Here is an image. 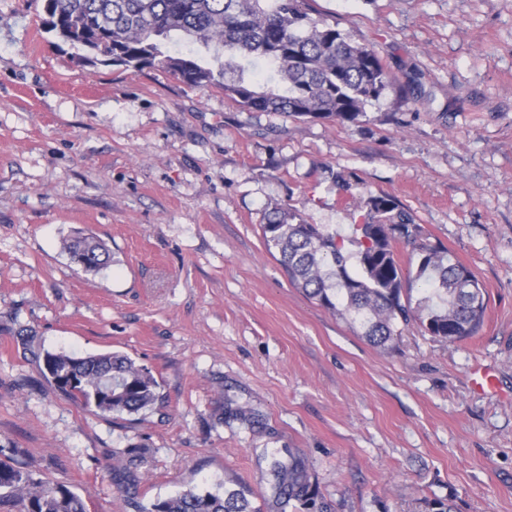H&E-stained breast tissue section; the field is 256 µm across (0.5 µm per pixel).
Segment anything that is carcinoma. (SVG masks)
<instances>
[{"label": "carcinoma", "instance_id": "cac0c4a2", "mask_svg": "<svg viewBox=\"0 0 512 512\" xmlns=\"http://www.w3.org/2000/svg\"><path fill=\"white\" fill-rule=\"evenodd\" d=\"M307 0H44V24L73 30L72 46L93 44L112 64L142 69L161 66L189 86L224 90L257 112L355 122L365 105L379 100L390 79L377 52L350 40L336 27L310 17ZM189 41L186 51L170 45L173 33ZM363 223L345 249L336 236L308 224L290 207H275L262 225L267 250L289 280L321 307L357 326L371 345L386 348L399 326L419 321L434 339L458 343L477 334L487 307L475 275L451 261L448 249L433 245L421 225L388 195L369 197ZM413 246L415 278L422 297L402 298L405 280L397 244ZM71 261L85 271L105 267L111 254L92 235L62 242ZM54 388L103 413H137L161 401L151 370L114 353L82 358L47 352ZM73 376L74 386L62 379ZM273 497L280 512L293 502L307 512H331L317 500L306 462L292 453L275 459ZM254 492L240 483L221 492L192 490L157 500L138 512H260ZM8 512H87L85 501L61 483L43 481L0 448V509Z\"/></svg>", "mask_w": 512, "mask_h": 512}]
</instances>
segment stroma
Returning <instances> with one entry per match:
<instances>
[{
  "mask_svg": "<svg viewBox=\"0 0 512 512\" xmlns=\"http://www.w3.org/2000/svg\"><path fill=\"white\" fill-rule=\"evenodd\" d=\"M307 8L392 78L359 122L87 63L40 32L42 0H0V448L88 512L231 481L277 512L270 464L292 451L332 512H512V0ZM381 194L485 289L474 338L413 322L375 348L266 249L273 206L348 241ZM76 231L107 244V268L70 261ZM46 350L126 355L163 402L99 414L47 383ZM481 368L492 389L474 388Z\"/></svg>",
  "mask_w": 512,
  "mask_h": 512,
  "instance_id": "stroma-1",
  "label": "stroma"
}]
</instances>
